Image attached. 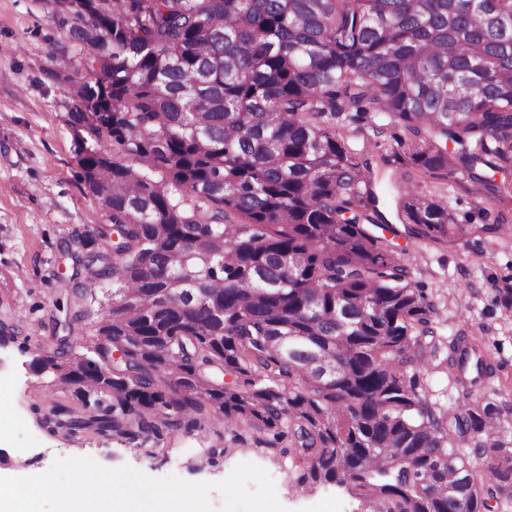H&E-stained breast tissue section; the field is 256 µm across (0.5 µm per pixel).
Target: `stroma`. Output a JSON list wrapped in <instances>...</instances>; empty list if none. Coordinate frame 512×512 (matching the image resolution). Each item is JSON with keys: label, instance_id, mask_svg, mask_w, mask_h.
<instances>
[{"label": "stroma", "instance_id": "35a3bbf8", "mask_svg": "<svg viewBox=\"0 0 512 512\" xmlns=\"http://www.w3.org/2000/svg\"><path fill=\"white\" fill-rule=\"evenodd\" d=\"M81 55L58 24L54 0H0V477L37 475L55 459L89 457L152 478L218 482L252 462L271 475L288 512H359L358 502L336 486L298 485L293 449L269 447L260 432L231 430L215 417L135 440L53 423L52 408L77 406L76 394L52 373L34 371L32 361L53 354L62 337L76 346L95 341L98 305L112 289L85 270L80 280L97 296H76L74 265L63 254L64 247L80 253L88 244L111 252L102 234L112 223L83 180L69 121L74 86L60 78ZM403 134L393 125L380 134L368 126L358 140L364 156L379 162L383 186L394 189L418 182L397 159ZM405 261L438 307L436 358L418 371L421 393L447 412L463 403L443 364L463 334L487 341L499 365L485 396L512 385V309L498 296L512 286V241H418L409 244Z\"/></svg>", "mask_w": 512, "mask_h": 512}]
</instances>
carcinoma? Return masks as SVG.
Listing matches in <instances>:
<instances>
[{
    "label": "carcinoma",
    "instance_id": "cac0c4a2",
    "mask_svg": "<svg viewBox=\"0 0 512 512\" xmlns=\"http://www.w3.org/2000/svg\"><path fill=\"white\" fill-rule=\"evenodd\" d=\"M83 51L70 124L84 181L111 214L100 341L36 367L112 398L70 426L175 428L214 413L299 449L301 485L334 484L361 512H486L512 501V415L472 400L497 366L460 336L467 402L419 391L436 305L394 238L512 234L460 224L411 186L379 208L353 142L384 118L413 136L397 159L512 212V0H54ZM131 155L134 168L117 159ZM122 350L101 380V343ZM219 369L226 383L209 378ZM482 449L477 461L461 452ZM390 459L404 463L385 467Z\"/></svg>",
    "mask_w": 512,
    "mask_h": 512
}]
</instances>
